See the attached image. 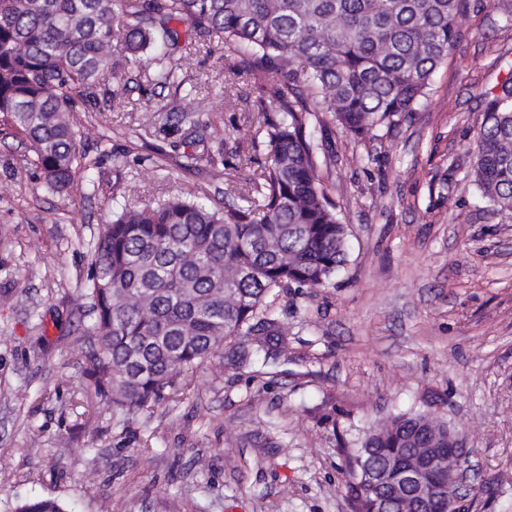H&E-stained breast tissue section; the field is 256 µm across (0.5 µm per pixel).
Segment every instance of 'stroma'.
Wrapping results in <instances>:
<instances>
[{"label": "stroma", "mask_w": 512, "mask_h": 512, "mask_svg": "<svg viewBox=\"0 0 512 512\" xmlns=\"http://www.w3.org/2000/svg\"><path fill=\"white\" fill-rule=\"evenodd\" d=\"M512 0H469L460 38L409 118L354 141L319 113L336 154L323 177L348 232L325 288L274 303L278 357H216L184 395L137 415L96 397L84 370L88 244L125 203L222 199L259 173L224 133L251 119L246 76L225 81L224 42L183 44L193 87L139 78L121 44L114 72L71 114L88 168L47 193L34 154L0 116V512L41 496L67 512H347L336 430L384 425L431 396L466 439L477 512H512V211L473 184L484 94L512 65Z\"/></svg>", "instance_id": "stroma-1"}]
</instances>
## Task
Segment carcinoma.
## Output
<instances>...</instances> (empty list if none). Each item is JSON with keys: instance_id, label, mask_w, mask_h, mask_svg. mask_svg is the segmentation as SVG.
Instances as JSON below:
<instances>
[{"instance_id": "obj_1", "label": "carcinoma", "mask_w": 512, "mask_h": 512, "mask_svg": "<svg viewBox=\"0 0 512 512\" xmlns=\"http://www.w3.org/2000/svg\"><path fill=\"white\" fill-rule=\"evenodd\" d=\"M468 0H0V113L22 134L46 188L62 194L81 166L73 102L95 97L112 75L114 27L140 71L159 86L187 84L171 49L188 25L195 42L224 34L227 70L244 73L256 95L258 127L224 133L261 142L268 163L231 181L224 205L171 196L130 205L101 225L88 273L95 316L86 373L112 406L138 413L185 393L189 374L228 346L240 365L273 358L281 330L279 292L329 285L346 256L347 228L327 194L311 130L331 114L356 141L379 137L428 96L433 73L454 48ZM474 184L492 205L512 210V67L484 95ZM448 422L404 412L384 426L353 424L337 435L344 495L352 512H372L365 479L381 462L420 448L448 454ZM452 468L425 470L421 484H448ZM14 512H66L31 498Z\"/></svg>"}]
</instances>
